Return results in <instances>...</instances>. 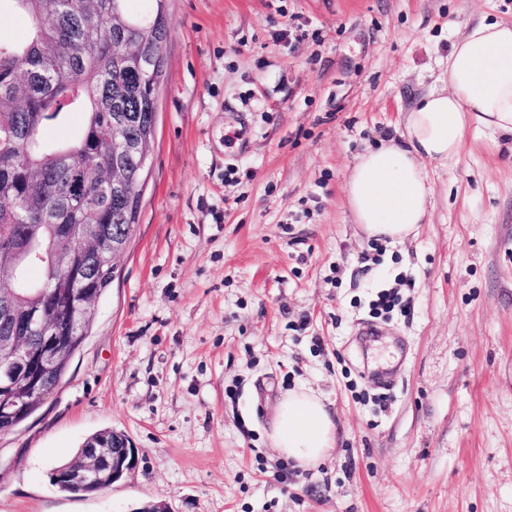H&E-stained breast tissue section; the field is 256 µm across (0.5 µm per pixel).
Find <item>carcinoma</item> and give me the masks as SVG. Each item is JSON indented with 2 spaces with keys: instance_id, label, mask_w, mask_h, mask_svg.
Wrapping results in <instances>:
<instances>
[{
  "instance_id": "obj_1",
  "label": "carcinoma",
  "mask_w": 512,
  "mask_h": 512,
  "mask_svg": "<svg viewBox=\"0 0 512 512\" xmlns=\"http://www.w3.org/2000/svg\"><path fill=\"white\" fill-rule=\"evenodd\" d=\"M7 2L28 25L23 40L0 41V280L10 288L0 295V334L13 330L11 315L42 307L48 330L85 336L95 308H81L71 288L100 296L114 271L65 226L107 224L122 243L119 225L137 223L143 185L131 177L117 189L100 174L112 171L115 115H128L129 137L155 135L164 71L153 61L170 36L169 0H146L143 12L131 0ZM77 111L86 114L78 137H45L48 124L61 126ZM34 245L38 282L29 279L32 265L16 259ZM90 266L92 278L67 283ZM52 482L72 495L100 491Z\"/></svg>"
}]
</instances>
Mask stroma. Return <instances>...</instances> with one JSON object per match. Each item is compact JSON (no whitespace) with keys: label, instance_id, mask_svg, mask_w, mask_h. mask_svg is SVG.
I'll return each instance as SVG.
<instances>
[{"label":"stroma","instance_id":"1","mask_svg":"<svg viewBox=\"0 0 512 512\" xmlns=\"http://www.w3.org/2000/svg\"><path fill=\"white\" fill-rule=\"evenodd\" d=\"M138 222L53 395L0 432V512H512V144L468 134L430 221L373 250L345 206L451 42L512 0H170ZM233 144H226V137ZM410 316L375 318L383 289ZM312 388L340 439L272 448ZM111 429L103 492L56 465ZM268 437L272 448L296 467L314 468L336 446V419L313 390L297 387L278 403ZM117 434L124 436L128 439V437L126 435L112 431L111 429L99 431V432L93 434L92 436H90L84 442L82 447L77 450L76 454L70 461L63 463L58 467H55L54 470L66 468L69 464H72L74 461L81 459V457L84 454L85 448L92 447L94 445V443L99 442L100 438H106V440L108 441L109 446H110V448H108V450H107V454H108L111 466L107 467L105 469L107 471L112 469V481L111 482L113 484L114 482L119 480L124 475V473L132 470L133 465H134V460H135L134 448H131V455H130V451L127 449V452L122 457H120V458L114 457V454L112 452V436L114 437Z\"/></svg>","mask_w":512,"mask_h":512}]
</instances>
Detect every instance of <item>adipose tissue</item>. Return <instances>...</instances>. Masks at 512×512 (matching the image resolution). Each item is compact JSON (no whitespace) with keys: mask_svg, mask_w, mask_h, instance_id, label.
Masks as SVG:
<instances>
[{"mask_svg":"<svg viewBox=\"0 0 512 512\" xmlns=\"http://www.w3.org/2000/svg\"><path fill=\"white\" fill-rule=\"evenodd\" d=\"M471 132L512 137V21L483 20L456 38L444 73L394 135L357 156L344 192L362 233L392 243L416 235L430 218L428 167L447 168ZM336 439V420L313 390L298 387L281 398L269 432L280 456L313 468Z\"/></svg>","mask_w":512,"mask_h":512,"instance_id":"adipose-tissue-1","label":"adipose tissue"}]
</instances>
